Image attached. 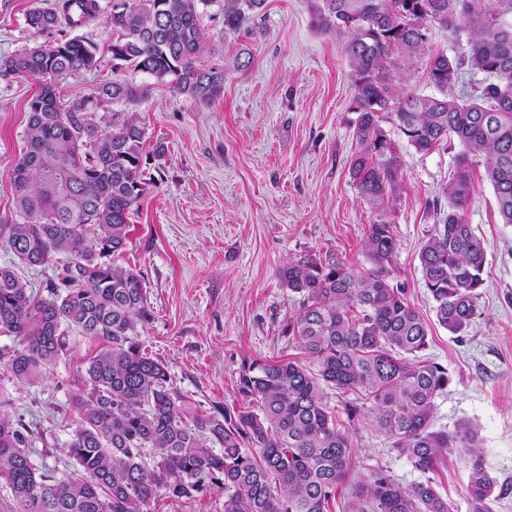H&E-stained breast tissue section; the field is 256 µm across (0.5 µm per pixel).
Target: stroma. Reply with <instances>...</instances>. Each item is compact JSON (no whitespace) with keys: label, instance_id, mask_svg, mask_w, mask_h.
Segmentation results:
<instances>
[{"label":"stroma","instance_id":"1","mask_svg":"<svg viewBox=\"0 0 512 512\" xmlns=\"http://www.w3.org/2000/svg\"><path fill=\"white\" fill-rule=\"evenodd\" d=\"M52 0H0V62L37 44L70 38L62 29H29V10ZM319 0H266L252 32L224 29V14L210 7L202 19L213 51L204 64L224 69V92L200 106L166 85L153 86L134 106L100 103L96 117L116 124L137 112L145 131L142 153L160 179L140 199L128 244L117 262L143 272L154 318L134 339L162 361L179 392L199 414L239 407L243 362L298 361L317 370L297 343L282 337L299 297L283 288L277 270L291 258L313 254L355 269L367 267L369 226L384 218L396 239L394 278L430 328L425 358L447 368L452 384L436 399L435 427L466 420L479 431L484 466L495 484L491 512H512V224L502 223L481 158L470 170L476 191L461 217L486 250L478 314L456 336L441 327L422 285L418 253L439 223L433 202L454 175L462 152L452 143L423 155L408 146L393 122L384 127L402 157L403 188L380 209L359 195L349 175L357 149L350 105L355 77L345 55L346 33L318 29ZM103 16L80 33L98 48L97 63L62 79V98L95 96L112 78L135 84L142 74L113 67L116 34L104 16L112 0H99ZM254 61L233 68L239 50ZM35 81L0 77V220L15 213L10 168L26 149L27 106ZM69 349L36 385L19 383L0 365V392L12 415L30 427L32 459L40 470L64 469L76 420L81 372L99 341L70 332ZM353 393L328 404L347 424L353 468L328 512H343L357 483L381 469L400 484L420 480L368 414L348 421ZM469 471L458 453L437 470V490L454 512H471Z\"/></svg>","mask_w":512,"mask_h":512}]
</instances>
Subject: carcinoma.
Wrapping results in <instances>:
<instances>
[{
  "instance_id": "1",
  "label": "carcinoma",
  "mask_w": 512,
  "mask_h": 512,
  "mask_svg": "<svg viewBox=\"0 0 512 512\" xmlns=\"http://www.w3.org/2000/svg\"><path fill=\"white\" fill-rule=\"evenodd\" d=\"M216 0H120L106 23L117 33L112 59L144 75L136 85L114 79L94 97L64 102L54 78L96 64V47L81 36L26 49L0 63V75L27 76L40 90L28 104L27 151L11 170L18 219L0 225V249L18 264L0 265V336L19 340L0 360L20 382H39L66 349L67 333L102 342L88 359L77 420L68 444L76 470L38 473L29 430L0 400V512H148L161 494L190 503L205 487L224 491L223 512H327L352 469L348 434L336 423L328 391L352 392L369 407L346 405L348 421L367 409L424 479L403 486L381 470L355 485L344 512H452L434 478L448 452L469 466L473 512H486L493 484L478 431L461 421L436 428V398L453 382L448 369L419 360L428 326L393 283L392 225H369L358 271L312 254L287 260L277 275L300 296L281 335L317 360L245 363L239 409L197 415L167 368L131 340L153 320L141 270L114 262L130 233L133 207L154 182L141 166L144 130L131 114L111 131L90 115L104 99L126 105L151 85H168L208 105L224 91V68L200 64L207 44L200 19ZM266 0H224V29L262 18ZM99 13L97 0H57L26 15L29 28L52 33L81 27ZM322 30L347 33L345 54L355 77L358 114L350 177L377 208L397 195L402 159L382 126L392 121L416 152L457 141L463 153L441 189L448 211L422 245L423 286L438 323L453 335L476 318L486 251L460 211L475 192L468 159L484 158L502 223L512 224V0H321ZM467 35V53L450 58L429 47L430 28ZM427 56L431 94L402 92L395 67ZM484 75L478 101L448 91L463 68ZM66 256L57 279L37 296L17 265L42 266ZM258 450L255 460L246 446Z\"/></svg>"
}]
</instances>
